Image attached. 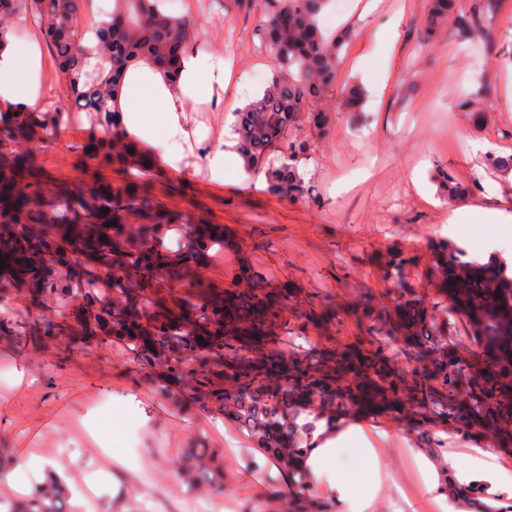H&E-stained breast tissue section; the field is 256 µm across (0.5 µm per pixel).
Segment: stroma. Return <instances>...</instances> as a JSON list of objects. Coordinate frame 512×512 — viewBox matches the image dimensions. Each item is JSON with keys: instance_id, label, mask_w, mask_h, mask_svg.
<instances>
[{"instance_id": "35a3bbf8", "label": "stroma", "mask_w": 512, "mask_h": 512, "mask_svg": "<svg viewBox=\"0 0 512 512\" xmlns=\"http://www.w3.org/2000/svg\"><path fill=\"white\" fill-rule=\"evenodd\" d=\"M491 5L489 37L471 47L450 23L424 40L427 0H332L323 27L355 34L322 102L328 128L304 122L298 129L312 144L298 167L314 196L292 201L271 192L264 172L242 179L231 171L220 182L207 162L223 139L227 106L252 99L276 70L258 50L265 0H174L173 13L199 31L191 53L200 61L201 84H208L213 61L223 60L228 73L210 98L188 103L184 157L163 164L164 176L154 183L167 210L223 228L226 244L210 250L204 281L244 287L247 265L265 287L289 288L288 317L309 357L364 336L363 308L392 309L394 285L384 273L390 258L404 257L406 284L435 297L430 244L457 240V206H486L493 193L512 202V176L486 162L487 153H512V0ZM12 31L16 43L40 44V68L53 74L41 85L44 110L64 107L65 80L40 28L19 21ZM351 83L365 94L358 115L344 109L340 96ZM464 96L472 108L461 107ZM91 132L87 119L67 122L55 145L37 151L43 194L85 186L94 175L123 184V171L97 169L85 152ZM439 166L467 186L459 202L445 197ZM307 301L332 309L333 320L309 323L302 315ZM4 311L14 329L26 325L36 333L0 332V367L8 372L0 384V460L34 454L43 466L63 464L71 512L88 502L94 512H113L117 503L128 512H184L183 497L195 484L180 466L193 448L219 465L207 492L218 512H282L286 471L193 395L188 382L165 386L163 367L140 368L122 345L93 336L76 341L67 331L49 335L63 308L30 299L23 289L0 287ZM103 395L124 406L121 438L91 428L89 405ZM352 425L364 439L338 445L336 462L352 471L353 491L337 501V512H419V504L441 501L401 407L352 412L336 429ZM130 445L139 458H127Z\"/></svg>"}]
</instances>
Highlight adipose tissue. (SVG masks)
<instances>
[{
    "label": "adipose tissue",
    "instance_id": "adipose-tissue-1",
    "mask_svg": "<svg viewBox=\"0 0 512 512\" xmlns=\"http://www.w3.org/2000/svg\"><path fill=\"white\" fill-rule=\"evenodd\" d=\"M25 68L26 81L18 83V68ZM199 63L193 56H185L181 75L176 85H168L159 73H151V82L138 93H123L120 105L128 133L162 150L167 161L183 157V144L189 138L185 127V107L198 101ZM0 99L12 102L15 107L30 110L40 106L39 51L35 44L25 46L6 42L0 48Z\"/></svg>",
    "mask_w": 512,
    "mask_h": 512
}]
</instances>
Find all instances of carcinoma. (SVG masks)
Segmentation results:
<instances>
[{
	"mask_svg": "<svg viewBox=\"0 0 512 512\" xmlns=\"http://www.w3.org/2000/svg\"><path fill=\"white\" fill-rule=\"evenodd\" d=\"M166 0H112L106 19L92 29L95 43L73 25L87 0H0V42L15 19L40 25L66 82L68 105L42 113L0 112V283L22 285L33 299L53 295L62 303L82 300L78 318L94 321L101 339L119 342L133 352L143 369L157 364L189 381L196 393L225 417L237 422L257 447L285 470L309 482L306 459L313 432L324 423L360 408L379 409L392 401L410 407L423 429L420 450L443 460L441 439L424 431L435 421L453 433H482L487 447L512 445V267L501 259L485 264L466 260L457 244L432 243V272L441 281L433 313L404 285V258L387 264L395 285V313L380 318L365 313L370 347L355 344L326 351L314 361L287 360L283 337L291 336L287 297L257 284L248 291H225L201 281L199 266L208 251L224 246V233L213 224H192L182 215L159 208L153 193L154 162L123 123L120 97L127 73L151 66L174 84L188 54L193 23L165 8ZM328 0H266L260 22L261 48L277 62L267 87L238 113L237 150L248 170L265 169L272 192L290 200L309 199L313 189L297 162L312 150L307 138L288 141V154L274 159L271 150L284 141L301 117L320 129L329 119L319 108L333 84L351 31L328 36L319 16ZM490 5L465 11L459 0H430L423 36L453 20L465 42L484 33ZM351 111L363 92L356 85L341 90ZM70 112H84L94 125L85 150L96 164L130 172L117 188L92 185L74 193L64 190L46 203L31 189L36 178L33 154L51 146L55 131ZM441 187L454 201L467 188L444 170ZM106 212H101V209ZM112 222L111 247L98 245L100 226ZM57 224L86 227L88 241L79 268L63 284L40 261L48 229ZM175 246L164 248L167 232ZM166 254H161V249ZM110 253L112 300L104 301L96 285V268ZM186 281L179 294L170 288ZM416 366L409 372L400 356ZM195 480L218 476L212 458L192 457ZM455 499L485 494L479 484L444 481ZM63 492L42 488L26 498L24 509L7 503V512H62ZM287 512H334L312 490L288 495Z\"/></svg>",
	"mask_w": 512,
	"mask_h": 512,
	"instance_id": "obj_1",
	"label": "carcinoma"
}]
</instances>
